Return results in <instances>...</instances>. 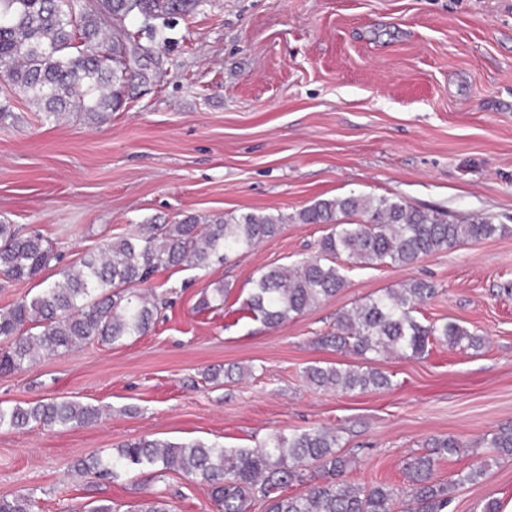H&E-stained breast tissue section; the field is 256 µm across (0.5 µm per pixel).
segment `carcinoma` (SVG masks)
I'll return each mask as SVG.
<instances>
[{"mask_svg": "<svg viewBox=\"0 0 512 512\" xmlns=\"http://www.w3.org/2000/svg\"><path fill=\"white\" fill-rule=\"evenodd\" d=\"M202 0H0V73L26 96L46 122L72 112L102 121L119 110L126 88L151 79L152 66L167 41L168 20L189 18ZM161 24H156V21ZM327 224L318 251L289 267L259 272L246 305L263 322L278 327L334 296L345 285L336 266L343 256L352 264L412 266L440 250L504 231L487 216L465 222L411 206L401 197L350 194L318 200L295 216L247 212L212 222L188 216L176 224H144L138 233L102 243L76 265L62 268L38 294L0 310L1 371H20L44 354L75 351L98 341L116 344L149 332L157 299L142 285L161 269L182 264L222 263L229 255L278 236L289 222ZM53 259L38 233L23 234L0 223V275L11 281L34 279ZM435 293L431 285L410 280L386 288L336 315L332 331L318 343L365 361L379 356L420 358L429 346L478 348L484 338L456 320L424 325L414 317ZM311 384L341 393H363L392 386L390 376L367 366H309ZM103 408L76 400L32 405H0L1 429L73 428L96 423ZM339 431L313 426L285 435L271 434L255 448H224L203 441L173 443L140 439L90 458L78 459L72 474L88 473L114 481L133 468L173 470L203 483L219 512H448L455 487L477 482L487 461L473 463L457 477L435 480V464L452 457L462 444L452 436L430 440L428 451L406 464L403 489L385 483L349 481V460L341 455ZM498 457H512V425L483 439ZM317 479L302 494L288 487L306 481L309 462ZM28 493L0 497V512H33ZM137 512H171L166 496L156 494Z\"/></svg>", "mask_w": 512, "mask_h": 512, "instance_id": "carcinoma-1", "label": "carcinoma"}]
</instances>
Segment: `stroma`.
<instances>
[{
    "instance_id": "obj_1",
    "label": "stroma",
    "mask_w": 512,
    "mask_h": 512,
    "mask_svg": "<svg viewBox=\"0 0 512 512\" xmlns=\"http://www.w3.org/2000/svg\"><path fill=\"white\" fill-rule=\"evenodd\" d=\"M167 35L152 80L99 123L42 122L0 83L12 110L0 122V221L40 233L54 253L37 279L0 278V309L105 241L188 216L293 215L355 192L505 230L409 267L338 258L345 287L277 328L242 312L252 279L314 253L327 225L289 223L224 263L158 270L149 287L163 304L146 335L0 372L2 405L108 409L84 428L1 430L0 496L33 491L40 512L100 499L135 512L162 493L173 512H216L206 486L175 471L110 482L72 477L70 465L146 436L253 448L318 424L339 429L356 460L347 477L361 484L403 486L426 440L455 437L464 451L435 471L453 480L512 424V0H203ZM409 280L436 289L420 322L458 320L484 344L377 358L392 380L384 392L307 384V366L361 362L317 342L337 313ZM219 287L223 308L201 309ZM511 498L504 458L457 487L449 512Z\"/></svg>"
}]
</instances>
